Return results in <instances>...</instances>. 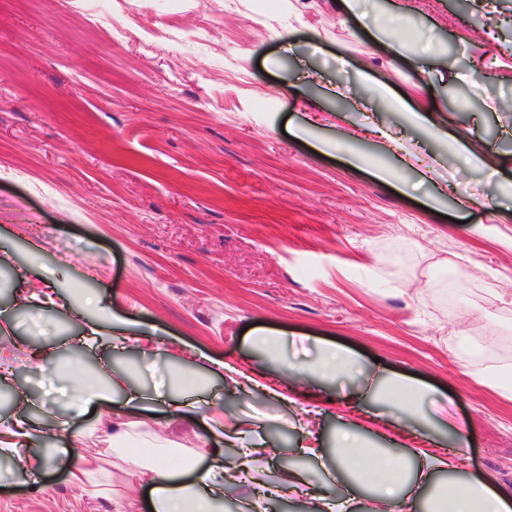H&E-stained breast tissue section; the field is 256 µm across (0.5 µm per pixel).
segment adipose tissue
<instances>
[{"label":"adipose tissue","instance_id":"adipose-tissue-1","mask_svg":"<svg viewBox=\"0 0 512 512\" xmlns=\"http://www.w3.org/2000/svg\"><path fill=\"white\" fill-rule=\"evenodd\" d=\"M30 284V300L61 313L69 321L80 324L77 337L80 346L111 345L112 329L121 324V317L101 306L99 300H77L73 295H52L47 290L48 278L40 267L33 266L23 274ZM190 377L178 374L171 381V390L157 396L156 406L146 404L143 389L134 386L127 375L113 372L106 380L86 379L72 384L63 378L59 394L66 404L80 410L86 406L112 403L121 397L125 416L111 427L110 438L115 452L129 453L131 446L143 447L135 456V474L139 482L148 486L153 512H223L224 488L235 482L241 472L249 470L253 462L252 448H242L237 458L223 460L198 470V460L205 457L210 438H233L237 432L227 429L223 420L207 419L208 433L200 437L197 447L189 449V459L177 468L162 470L150 461L149 453L162 447L166 429L195 413V405L178 397V390L190 384ZM31 398L26 390L15 392V408L0 417V457L19 461L20 475L25 483L41 484L47 470L53 466L66 469L70 484L78 489L87 484L111 485L112 473L100 458L74 457L61 449L56 432L64 422L61 417L35 418L31 413ZM368 449L362 448L358 438L342 434L334 450L336 467L328 471V478L342 475L352 484L366 483L375 490L373 512H414L415 501L405 495L403 466L399 458L379 457L374 467H367ZM440 512H512V484L501 483L480 476L459 480L449 485L439 505Z\"/></svg>","mask_w":512,"mask_h":512}]
</instances>
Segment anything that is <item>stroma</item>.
<instances>
[{
  "mask_svg": "<svg viewBox=\"0 0 512 512\" xmlns=\"http://www.w3.org/2000/svg\"><path fill=\"white\" fill-rule=\"evenodd\" d=\"M394 2L0 0V252L13 258L0 309L15 315L0 339L19 386L83 433V452L107 457L122 495L114 505L61 470L35 488L0 458V512H146L145 488L106 436L121 402L75 413L44 392L69 366L83 378L105 364L149 391L202 353L292 400L272 405L212 377L188 390L204 405L170 441L194 446L219 414L279 448L278 466L304 471L314 491L341 495L324 484L338 433L411 475L427 437L461 447L459 478L512 482V401L480 378L512 365V305L496 300L512 282V0H408L391 26ZM200 27L205 41L189 46ZM383 86L404 111H387ZM423 102L433 123L411 116ZM460 128L495 170L459 153ZM394 138L415 151L413 168L399 167ZM381 168L394 178L377 180ZM62 261L59 292L101 299L126 334L175 338L167 360L109 346L57 353L80 328L23 302L19 272ZM471 264L483 276L468 282ZM463 326L497 337V356L459 350ZM262 333L283 337L276 355L257 347ZM326 344L350 351L355 371L286 374ZM33 345L46 349L36 363ZM396 376L428 398L420 418L389 428L381 388ZM445 397L459 429L431 417ZM311 432L317 458L296 451ZM278 466L258 468L273 477Z\"/></svg>",
  "mask_w": 512,
  "mask_h": 512,
  "instance_id": "stroma-1",
  "label": "stroma"
}]
</instances>
